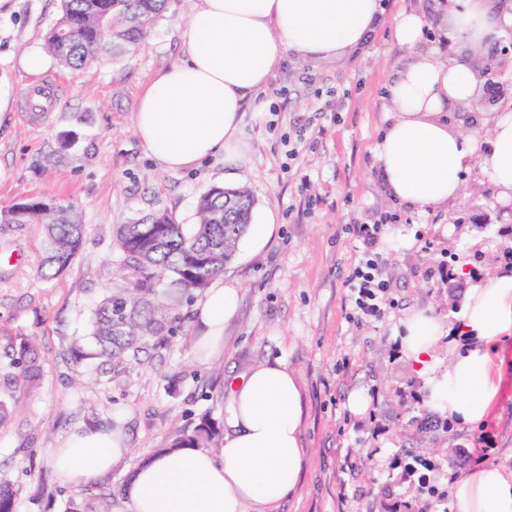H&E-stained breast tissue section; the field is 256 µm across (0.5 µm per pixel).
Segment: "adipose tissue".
I'll use <instances>...</instances> for the list:
<instances>
[{
  "label": "adipose tissue",
  "mask_w": 512,
  "mask_h": 512,
  "mask_svg": "<svg viewBox=\"0 0 512 512\" xmlns=\"http://www.w3.org/2000/svg\"><path fill=\"white\" fill-rule=\"evenodd\" d=\"M440 36L455 50L447 61L421 48L428 16L401 13L396 39L408 62L388 85L393 108L375 146L385 194L423 211L458 199L463 176L479 169L512 200V101L495 111L452 114L480 83L463 49L489 48L512 30V0H439ZM379 0H200L185 34V59L154 76L140 94L134 129L144 152L164 170L192 169L220 156L225 182L247 158L242 110L285 51L339 58L361 46L379 21ZM238 289H209L198 325L210 350L223 344L237 313ZM400 351L429 400L461 427L494 409L500 390L495 355L512 335V274L496 273L466 291L457 325L417 308L399 322ZM460 340L445 366L434 360L439 337ZM304 405L296 374L276 361L250 367L228 384L219 453L206 448L161 452L137 467L126 487L127 512H280L301 484ZM120 430L80 426L51 452L65 483L80 485L126 458ZM458 512H512V470L486 465L452 485Z\"/></svg>",
  "instance_id": "ef3b65f1"
}]
</instances>
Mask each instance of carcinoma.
<instances>
[{
  "label": "carcinoma",
  "instance_id": "1",
  "mask_svg": "<svg viewBox=\"0 0 512 512\" xmlns=\"http://www.w3.org/2000/svg\"><path fill=\"white\" fill-rule=\"evenodd\" d=\"M169 0H61V16L44 39V50L64 66L81 69L105 56L131 54L145 32L167 9ZM254 199L244 187L214 186L198 200L194 231L187 234L164 210L119 225L117 247L128 287L106 293L91 312L92 351L71 349L75 363L88 358L120 362L149 340L159 343L178 335L189 315L179 300L190 301L224 272L245 234ZM6 224H39L44 233V255L38 275L49 280L67 269L84 244V225L72 205L55 198H28L0 213ZM165 279L168 291L157 284ZM9 384L29 393L44 377V358L27 336L10 338L3 349ZM221 430L203 417L193 428L166 442L164 449L205 448ZM0 512H16L11 483L0 479ZM67 512H112L111 498L93 502L69 500Z\"/></svg>",
  "mask_w": 512,
  "mask_h": 512
}]
</instances>
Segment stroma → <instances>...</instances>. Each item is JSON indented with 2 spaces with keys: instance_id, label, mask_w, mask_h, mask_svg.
Returning <instances> with one entry per match:
<instances>
[{
  "instance_id": "obj_1",
  "label": "stroma",
  "mask_w": 512,
  "mask_h": 512,
  "mask_svg": "<svg viewBox=\"0 0 512 512\" xmlns=\"http://www.w3.org/2000/svg\"><path fill=\"white\" fill-rule=\"evenodd\" d=\"M198 0H170L137 51L81 70L48 60L42 74L21 59L42 46L60 15V0H11L0 9V87L13 100L0 114V211L24 197H53L76 207L84 247L60 276L41 279L39 225L0 223V338L28 336L40 346L46 375L32 395L0 379V399L13 398L0 424V475L10 479L16 512H66L74 487L63 484L52 448L82 424L122 422L130 454L82 485L85 496L108 493L112 512H125L123 489L134 465L156 454L175 432L202 417L224 419L227 386L247 367L280 360L299 377L306 404L302 438L307 465L299 491L283 512H419L426 495L404 470L414 458L433 460L432 477L446 487L471 471L466 455L479 439L486 464L512 466V338L500 344V395L476 429L457 427L429 406L421 383L399 353L400 319L430 308L453 322L462 302L448 296L449 253L468 239L446 225L494 212L497 189L478 171L465 190L475 208L456 201L420 212L386 197L373 148L390 112L386 88L405 63L393 20L423 10L425 48L438 45L434 0H380L383 23L363 47L340 60L299 62L285 53L268 83L244 109L249 145L240 168L256 209H272L275 230L257 253L237 249L224 281L236 282L239 308L224 328V345L209 352L195 321L163 345H148L120 363L85 361L75 383L67 352L85 337L91 310L105 289L120 287L118 224L167 211L192 229L198 198L224 183L223 159L192 170H162L144 154L133 127L143 85L182 61L184 32ZM58 80L53 111L30 112L26 91L39 77ZM389 215L378 249L396 305L366 324L348 317L344 283L362 248L349 224ZM370 401L350 413L349 395Z\"/></svg>"
}]
</instances>
